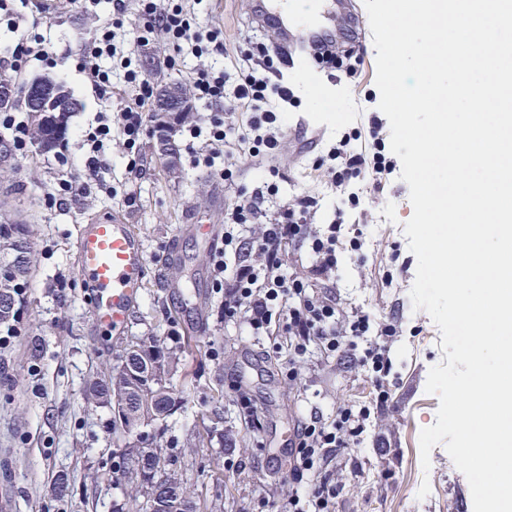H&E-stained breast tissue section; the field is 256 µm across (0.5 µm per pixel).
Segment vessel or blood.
<instances>
[{"mask_svg": "<svg viewBox=\"0 0 512 512\" xmlns=\"http://www.w3.org/2000/svg\"><path fill=\"white\" fill-rule=\"evenodd\" d=\"M254 18L277 30L279 48H292L299 60L308 63L313 60L314 46L336 34L335 25L286 10L282 0H258ZM76 260L91 287L95 322L115 330L123 328L148 286L146 253L134 225L119 215L85 225L76 240Z\"/></svg>", "mask_w": 512, "mask_h": 512, "instance_id": "1", "label": "vessel or blood"}]
</instances>
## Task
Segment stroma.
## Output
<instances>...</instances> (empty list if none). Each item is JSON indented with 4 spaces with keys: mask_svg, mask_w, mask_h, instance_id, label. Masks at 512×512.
Here are the masks:
<instances>
[{
    "mask_svg": "<svg viewBox=\"0 0 512 512\" xmlns=\"http://www.w3.org/2000/svg\"><path fill=\"white\" fill-rule=\"evenodd\" d=\"M112 2L99 0L93 12L85 13L63 0L59 11L37 28L52 41L50 64L32 62L15 80L19 88L47 75L66 84L77 102L65 144L75 165L81 160L80 132L94 124L98 113L119 106L118 100L95 96L80 64L82 43L111 22ZM196 10L203 21L223 26L227 47L249 36L269 45L279 40L274 29L257 26L249 0H200ZM353 44L363 58L356 80L331 79L314 67L282 71L301 102L289 112V125L305 120L319 138L314 144L303 137L287 141L273 164L280 173L278 197H320L322 208L315 217L319 224L331 221L340 199L329 176L313 171L312 163L323 143L342 128L363 123L367 113L377 111L380 100L370 26L360 28ZM195 64L193 56L177 53L159 33L149 48L137 52L131 68L157 86H186ZM123 140L120 129H113L110 167L102 173L112 187L108 193L49 206L47 193L60 168L33 145L24 154H12L8 175L0 180V197L8 199L0 222L25 221L34 250L19 317L0 324V499L6 500L10 512H113L129 499L131 485L113 456L114 449L124 447V437L112 430L111 407L87 406L85 392L97 372L112 369L129 341L158 337L182 350L171 380L179 404L167 422L165 438L169 454L178 458L195 493L198 512H282L288 494L284 441L293 434L301 406L318 407L328 416L340 405L369 402L372 385L349 357L328 360L316 350L302 368L306 383L288 380L287 353L269 358L268 338L251 336L241 324L224 319V290L214 281L215 252L188 225L195 218L203 224H223L224 210L237 190L256 187L270 164L240 158L235 185L228 188L196 165L182 138L176 141L178 172L170 174L149 136L140 147L143 170L133 177L126 169ZM129 193L137 197V207L124 206ZM115 214L135 226L150 260V286L121 332L94 324L75 248L81 226ZM411 215L409 187L401 179L372 193L365 213L345 218L346 223L365 227L364 257L358 262L341 257L338 275L329 281L342 305L396 314L409 327L391 346L388 406L349 467L338 470L343 490L336 512H473L469 483L444 445L432 449L429 466L421 464L419 434L435 424L439 407L438 397L425 391L427 376L444 354L439 329L427 312L414 309L410 298L417 259L404 224ZM172 247L182 255L179 293L154 283L155 263ZM395 250L406 266L395 270L394 283L387 288L381 277ZM199 280L206 284L201 296L192 292ZM199 317L209 324L202 334L195 329ZM186 378L193 381L188 390L182 386ZM244 380L261 407L258 430L241 419L236 406L233 388ZM217 405L224 411L220 433L213 429ZM382 467L390 469V477H379ZM62 472L70 490L60 498L53 482ZM425 481L430 492L422 498L418 491Z\"/></svg>",
    "mask_w": 512,
    "mask_h": 512,
    "instance_id": "obj_1",
    "label": "stroma"
}]
</instances>
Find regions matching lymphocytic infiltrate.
Masks as SVG:
<instances>
[{"label":"lymphocytic infiltrate","instance_id":"lymphocytic-infiltrate-1","mask_svg":"<svg viewBox=\"0 0 512 512\" xmlns=\"http://www.w3.org/2000/svg\"><path fill=\"white\" fill-rule=\"evenodd\" d=\"M195 4L196 0H135L131 6L142 19L139 28L122 37L112 28H104L84 43L82 70L95 95L108 99L112 81L101 68L103 59L133 55L149 46L157 31L167 35L176 51H189L197 60L193 93L212 110L183 133L200 140L199 155L205 166L223 159L220 176L229 183L236 152L268 157L279 153L287 125L283 108L293 104L294 95L287 82L276 79L275 60L261 43H250L232 70L215 71L209 58L225 54L224 31L201 25ZM131 6L126 0L113 3L118 15ZM50 55V43L42 36L6 46L0 50V76L10 77L29 62L48 61ZM128 82L133 91L122 94L117 114L99 113L95 125L82 136L80 147L89 180L59 179L49 194L51 200L60 203L90 194L92 180L107 166L106 144L113 121H120L129 146L147 136L154 86L134 70L129 72ZM396 167L384 122L374 115L367 127L343 133L313 162L314 170L330 175L341 197L329 223L313 225L319 199L303 193L283 200L276 211H268V198L278 192L276 184L269 181L252 192H239L224 214V248L235 257L231 268L223 260L215 262L216 271L224 278L225 319L241 321L254 336H287L291 380H300V365L315 347L328 358L339 353L355 356L376 392L371 402L340 406L330 418L315 410L302 416L291 441L289 474L294 487L284 512H335L342 485L331 464L351 454L367 434L373 415L390 400V345L403 334L401 320L379 319L358 307L344 308L336 296L316 291L303 277L284 274L285 256L291 249L306 250L313 260L312 272L324 277L336 271L338 254L360 258L364 233L346 225L345 215L363 205V184L381 188ZM254 224L259 225L260 233L251 238L247 232Z\"/></svg>","mask_w":512,"mask_h":512}]
</instances>
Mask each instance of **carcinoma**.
Instances as JSON below:
<instances>
[{"label": "carcinoma", "mask_w": 512, "mask_h": 512, "mask_svg": "<svg viewBox=\"0 0 512 512\" xmlns=\"http://www.w3.org/2000/svg\"><path fill=\"white\" fill-rule=\"evenodd\" d=\"M60 130H69V117L36 116L32 121L31 139H36L37 132H43L39 145L43 151L48 152L63 142V138L57 136ZM20 236L29 238L25 224H0V264L13 269L10 275L0 276V324L14 317L16 296L24 288L32 267V247H26L23 256H18L17 238ZM136 347L139 349L137 355L146 363L153 362L151 351L162 353L155 381L145 386L119 363L112 367L110 375L90 385L86 395L87 403L113 407L124 401L133 402L136 415L123 427V434L128 437L138 436L140 428L145 425L155 427L153 447L149 448V452L155 473L161 472L163 477L153 481L139 478L136 460L133 458L138 448L131 444L126 445L117 455L122 473L138 479V490L129 501L128 509L135 512H173L174 505L179 504L183 506L180 512H197V503L187 484L175 471H166L173 460L162 446L165 423L170 416L169 407L174 402L170 378L177 364V354L158 339L148 344L138 343Z\"/></svg>", "instance_id": "obj_1"}]
</instances>
